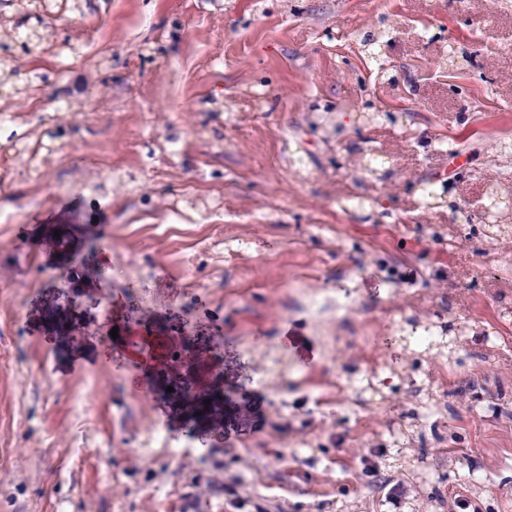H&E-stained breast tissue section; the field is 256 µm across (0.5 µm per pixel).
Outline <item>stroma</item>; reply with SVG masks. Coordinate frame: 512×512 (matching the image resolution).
Here are the masks:
<instances>
[{
  "label": "stroma",
  "instance_id": "1",
  "mask_svg": "<svg viewBox=\"0 0 512 512\" xmlns=\"http://www.w3.org/2000/svg\"><path fill=\"white\" fill-rule=\"evenodd\" d=\"M382 11L435 23L433 41L405 33L395 49L401 70L424 78L419 102L374 85L362 62L355 32ZM32 13L43 39L29 52H8L0 103L16 96L11 72L40 73L43 100L70 99L85 114L62 126L44 122V140L70 154L41 174L0 140V166L12 170L0 183V213L13 216L0 223V512H181L189 495L203 512H216L230 499L206 494L215 480L239 482L255 512H346L349 503L355 512H449L457 496L474 512H512V325L498 323L512 309V245L501 248L488 277H475L487 259L477 240L461 235L455 207L476 198L479 185L450 181L442 212L428 218L416 209L426 173L403 147L398 122L362 131L356 113L367 102L394 104L431 133L440 115L454 113L456 89L465 87L474 107L454 133L462 157L486 166L491 143L512 135V112L497 104L512 97V54L499 52L512 42V14L490 27L481 68H450L429 80L428 64L442 48L470 49L466 20L449 12L447 0H381L375 12L364 0H78L68 20L34 0ZM82 42L91 64L66 63L70 47ZM256 87L267 90L264 102L253 98ZM341 102L350 109L338 119V138L324 139L308 114ZM229 104L244 119L235 129L224 123ZM168 137L183 142L178 163L146 173L144 157ZM292 138L307 149L314 172L304 185L275 165ZM366 140L384 142L406 175L382 183V207L415 218L381 236L336 206L349 189L341 164ZM101 158L131 177V189L104 200L83 190ZM192 189L219 198L220 207L175 233L154 232ZM434 221L456 236L455 250L430 240ZM228 236L248 240L249 251L225 252ZM98 238L112 249L89 252ZM116 248L145 275L107 289L101 270ZM78 256L79 279L61 287L60 275ZM366 261L370 269L352 278ZM389 266L413 294L412 318L498 329L492 339L470 337L437 368L446 392L442 417H426L417 398L423 357L376 318ZM311 273L356 293L362 320L373 324L372 348L348 329L331 362L308 321L285 313L289 278ZM150 332L179 337L189 367L123 375L129 336ZM248 339L283 346L298 375L283 386H259ZM377 356L400 368L385 413L318 403L338 374ZM187 377L204 400L178 393ZM279 395L288 398L284 416L274 406ZM395 422L421 438L399 450L389 433ZM159 423L192 432L194 445L180 463L133 454L138 435ZM287 439L309 442L307 454L284 458ZM472 470L485 475L487 488H472ZM398 483L416 494L396 508L389 495Z\"/></svg>",
  "mask_w": 512,
  "mask_h": 512
}]
</instances>
